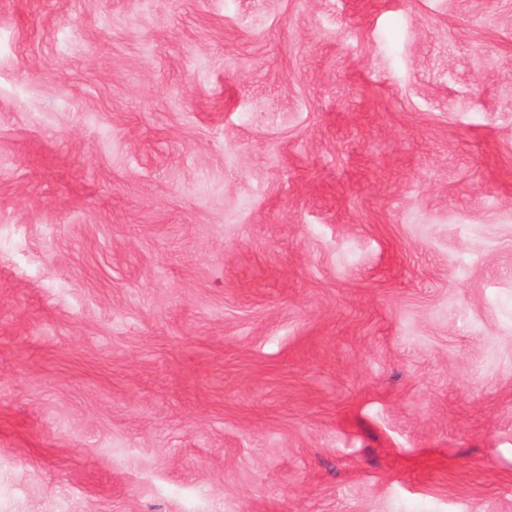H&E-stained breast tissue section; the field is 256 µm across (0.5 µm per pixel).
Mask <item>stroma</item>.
Here are the masks:
<instances>
[{
  "label": "stroma",
  "instance_id": "35a3bbf8",
  "mask_svg": "<svg viewBox=\"0 0 512 512\" xmlns=\"http://www.w3.org/2000/svg\"><path fill=\"white\" fill-rule=\"evenodd\" d=\"M0 512H512V0H0Z\"/></svg>",
  "mask_w": 512,
  "mask_h": 512
}]
</instances>
